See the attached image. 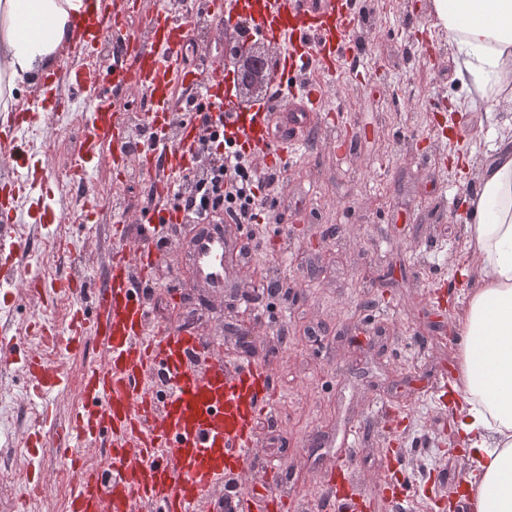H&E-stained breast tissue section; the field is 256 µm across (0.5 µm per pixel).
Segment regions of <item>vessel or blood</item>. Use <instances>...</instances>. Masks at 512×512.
Returning <instances> with one entry per match:
<instances>
[{
  "label": "vessel or blood",
  "mask_w": 512,
  "mask_h": 512,
  "mask_svg": "<svg viewBox=\"0 0 512 512\" xmlns=\"http://www.w3.org/2000/svg\"><path fill=\"white\" fill-rule=\"evenodd\" d=\"M128 0H85L74 22L69 54L89 59L99 46L121 34L120 18ZM208 14L223 26L239 20L274 45L278 70L273 86L278 108L301 100L306 112L320 107L317 89L300 91L296 73L314 70L331 77L340 71L348 38L360 18L350 0H210ZM194 28L191 13L176 17L158 8L144 18L142 35L127 38L113 70L88 69L75 74L45 73L42 94L53 97L52 111L0 114V163L8 178L0 182V296L9 297L16 280L31 295L48 301L50 290L37 270L24 267L26 247L13 224L38 212L40 227L67 223L51 204L52 180L21 166L16 157L30 152L26 131L61 112L60 85H67L85 114L83 141L70 176L85 184L86 199H97L86 185L90 170L101 164L126 169L128 124L120 91L143 92L149 109L143 116L151 131L145 156H160L162 169L144 167L153 182L154 199L163 204L173 177L192 168L201 127L195 118L182 121L177 139L168 124L178 101L177 88L191 89L210 110L227 114L226 130L243 152L266 164L281 163L288 143L272 136L273 115L266 105H241L221 60L209 59L188 69L183 50ZM172 214L160 211L158 221L141 227L135 257L116 249L102 282L79 287L90 304H76L63 327L44 333L47 344L63 356L79 352L87 340L99 343L104 363L84 367L83 404L57 434V451L75 473L67 512H198L214 502L215 512H247L249 498L224 485L228 472L254 455L253 421L272 406L273 383L253 364L228 370L222 351L188 328L168 330L151 324L144 296L133 285L132 265L148 267L156 251L153 241ZM242 240L229 239L222 228L205 225L188 239L185 252L196 279L213 294L224 290L225 259L240 251ZM29 395L49 407L64 390L62 374L35 354L28 355ZM102 448L104 462L92 465L87 450Z\"/></svg>",
  "instance_id": "1"
}]
</instances>
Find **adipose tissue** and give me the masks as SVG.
Instances as JSON below:
<instances>
[{"label":"adipose tissue","instance_id":"obj_1","mask_svg":"<svg viewBox=\"0 0 512 512\" xmlns=\"http://www.w3.org/2000/svg\"><path fill=\"white\" fill-rule=\"evenodd\" d=\"M83 0H0V112L13 90L52 66L72 35ZM457 48L459 81L474 103L512 90V0H433ZM479 175L467 242L472 286L459 315L464 343L452 385L463 403L456 430L479 461L467 490L476 512H512V139Z\"/></svg>","mask_w":512,"mask_h":512}]
</instances>
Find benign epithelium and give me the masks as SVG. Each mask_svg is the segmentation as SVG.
<instances>
[{"instance_id": "benign-epithelium-1", "label": "benign epithelium", "mask_w": 512, "mask_h": 512, "mask_svg": "<svg viewBox=\"0 0 512 512\" xmlns=\"http://www.w3.org/2000/svg\"><path fill=\"white\" fill-rule=\"evenodd\" d=\"M224 61L233 65L239 92L245 98L260 95L273 79L275 62L269 48L253 45L243 52L233 32H224Z\"/></svg>"}]
</instances>
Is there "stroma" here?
I'll list each match as a JSON object with an SVG mask.
<instances>
[{
    "instance_id": "35a3bbf8",
    "label": "stroma",
    "mask_w": 512,
    "mask_h": 512,
    "mask_svg": "<svg viewBox=\"0 0 512 512\" xmlns=\"http://www.w3.org/2000/svg\"><path fill=\"white\" fill-rule=\"evenodd\" d=\"M431 2L357 0L360 22L335 94L304 122L275 118L274 137L290 149L266 219L224 226L251 251L227 257L222 295L194 282L176 256L189 224L166 228V255L134 280L152 289V322L194 329L228 364L262 365L273 379L256 462L232 480L257 497L277 490L279 512H319L334 490L362 494L370 512H463L478 470L443 384L458 374L468 200L501 137L512 136V102L471 104ZM82 119L71 109L37 138V158L60 184L54 202L71 214L49 230L19 232L29 264L50 280L100 277L112 225L134 247L139 226L156 220L136 165L90 171L105 204L84 219L69 178ZM14 294L10 312L0 311L14 328L34 317L62 324L71 305L65 297L42 307L20 285ZM103 359L92 340L62 360L69 383L56 399L59 420L82 401L85 365ZM27 383L22 363L0 372L18 433L32 424Z\"/></svg>"
}]
</instances>
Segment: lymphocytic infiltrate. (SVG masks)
Listing matches in <instances>:
<instances>
[{"label": "lymphocytic infiltrate", "mask_w": 512, "mask_h": 512, "mask_svg": "<svg viewBox=\"0 0 512 512\" xmlns=\"http://www.w3.org/2000/svg\"><path fill=\"white\" fill-rule=\"evenodd\" d=\"M205 134L199 141L198 155L208 175L199 178L196 170L178 175L172 186L175 211L187 224H203L228 216L238 224H251L266 209L262 190L273 176L259 172L253 160L220 133L211 116L202 115ZM235 202L231 211H223L221 200Z\"/></svg>", "instance_id": "f902f5d3"}]
</instances>
